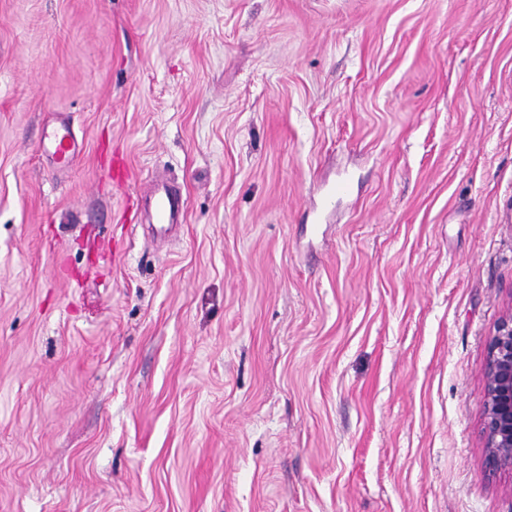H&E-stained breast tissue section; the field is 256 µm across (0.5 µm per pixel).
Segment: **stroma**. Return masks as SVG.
Here are the masks:
<instances>
[{"label":"stroma","instance_id":"1","mask_svg":"<svg viewBox=\"0 0 512 512\" xmlns=\"http://www.w3.org/2000/svg\"><path fill=\"white\" fill-rule=\"evenodd\" d=\"M511 296L512 0H0V512H512ZM42 148L52 154L60 168L69 167L76 155L74 139L63 121L44 132ZM150 192L154 202L156 236L163 240L172 224L182 222L184 202L179 194L173 193L165 185L154 187ZM482 379L485 456L492 470L512 472V297L487 341Z\"/></svg>","mask_w":512,"mask_h":512}]
</instances>
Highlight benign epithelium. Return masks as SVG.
Instances as JSON below:
<instances>
[{"label":"benign epithelium","mask_w":512,"mask_h":512,"mask_svg":"<svg viewBox=\"0 0 512 512\" xmlns=\"http://www.w3.org/2000/svg\"><path fill=\"white\" fill-rule=\"evenodd\" d=\"M482 379L485 456L493 470L512 471V300L487 341Z\"/></svg>","instance_id":"7a95c632"}]
</instances>
